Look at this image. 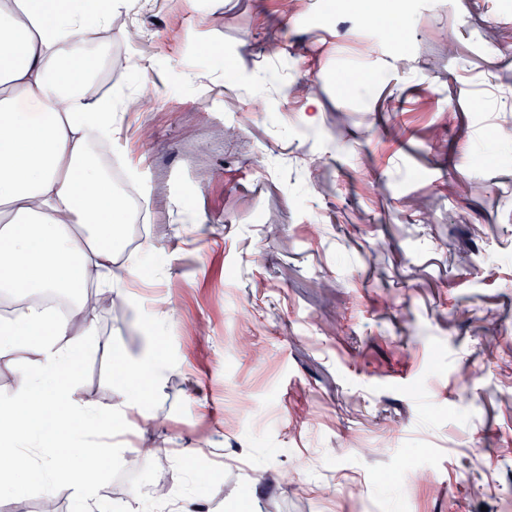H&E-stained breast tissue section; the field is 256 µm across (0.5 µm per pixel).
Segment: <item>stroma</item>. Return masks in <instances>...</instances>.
<instances>
[{
	"instance_id": "obj_1",
	"label": "stroma",
	"mask_w": 512,
	"mask_h": 512,
	"mask_svg": "<svg viewBox=\"0 0 512 512\" xmlns=\"http://www.w3.org/2000/svg\"><path fill=\"white\" fill-rule=\"evenodd\" d=\"M343 2L319 28L326 0H147L95 79L152 100L113 146L140 272L75 370L103 512L161 481L185 512H512V0ZM150 339L162 376L120 409L113 360ZM47 502L79 508L30 477Z\"/></svg>"
}]
</instances>
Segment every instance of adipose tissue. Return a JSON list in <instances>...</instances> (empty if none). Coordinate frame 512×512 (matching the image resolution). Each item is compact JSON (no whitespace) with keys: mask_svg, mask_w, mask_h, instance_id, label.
<instances>
[{"mask_svg":"<svg viewBox=\"0 0 512 512\" xmlns=\"http://www.w3.org/2000/svg\"><path fill=\"white\" fill-rule=\"evenodd\" d=\"M127 0L106 11L85 0H0V289L37 293L80 287L95 271L103 291L135 277L139 263L116 262L112 244L130 221L101 167L89 159L94 144L114 140L112 100L84 90L98 55L85 32L111 27ZM52 321L31 304L0 321V353L32 346L10 404L0 407V440L40 447L41 487L52 493L58 467L73 473L80 505L97 493L101 453L71 439L73 425H94L96 408L63 377L86 328L81 313Z\"/></svg>","mask_w":512,"mask_h":512,"instance_id":"adipose-tissue-1","label":"adipose tissue"}]
</instances>
